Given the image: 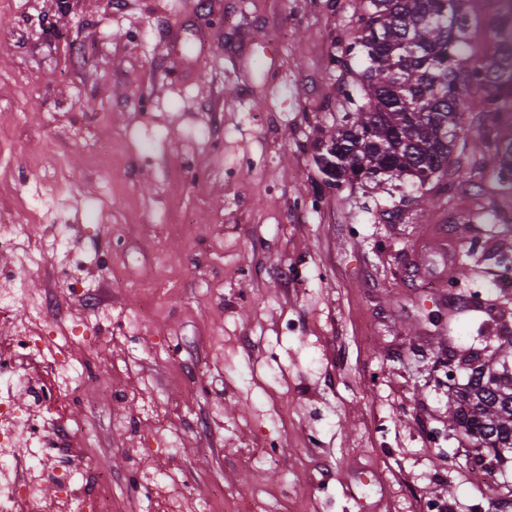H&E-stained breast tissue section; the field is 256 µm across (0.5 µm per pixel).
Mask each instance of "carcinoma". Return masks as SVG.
<instances>
[{
	"mask_svg": "<svg viewBox=\"0 0 512 512\" xmlns=\"http://www.w3.org/2000/svg\"><path fill=\"white\" fill-rule=\"evenodd\" d=\"M360 0L358 35L348 50L365 56L355 110L343 117L333 140L336 160L328 184L347 179L404 176L425 184L424 172L445 174L464 129V115L478 112L499 161L496 183L512 189V0ZM492 34L475 48L472 28ZM464 388L448 392V419L475 444L479 463L503 466L500 449H512V372L499 374L480 356L465 363Z\"/></svg>",
	"mask_w": 512,
	"mask_h": 512,
	"instance_id": "cac0c4a2",
	"label": "carcinoma"
}]
</instances>
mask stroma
I'll use <instances>...</instances> for the list:
<instances>
[{"instance_id": "35a3bbf8", "label": "stroma", "mask_w": 512, "mask_h": 512, "mask_svg": "<svg viewBox=\"0 0 512 512\" xmlns=\"http://www.w3.org/2000/svg\"><path fill=\"white\" fill-rule=\"evenodd\" d=\"M358 4L0 0V231L34 227L0 268L20 275L19 310L62 306L40 336L82 331L71 354L92 380L46 432L76 438L71 464L99 462L112 512H163L137 489L150 473L282 512H512V463L473 479L448 420L449 364L500 363L512 336V192L490 151H454L422 187L325 183L314 158L366 66ZM75 128L118 147L111 168ZM486 210L508 231L473 221ZM61 228L89 296L58 260L25 263ZM370 468L388 483L359 487Z\"/></svg>"}]
</instances>
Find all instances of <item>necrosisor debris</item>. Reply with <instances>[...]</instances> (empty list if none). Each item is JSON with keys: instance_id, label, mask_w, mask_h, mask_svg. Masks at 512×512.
Masks as SVG:
<instances>
[{"instance_id": "necrosis-or-debris-1", "label": "necrosis or debris", "mask_w": 512, "mask_h": 512, "mask_svg": "<svg viewBox=\"0 0 512 512\" xmlns=\"http://www.w3.org/2000/svg\"><path fill=\"white\" fill-rule=\"evenodd\" d=\"M17 294L14 288L0 289V315L15 320L12 351L0 356V512H18L22 506L27 512H45L47 473L60 469L67 453L63 439L42 436L45 413L76 392L88 369L70 356L75 335L57 337L49 351L39 345L31 321L34 316H46L48 310L17 312ZM25 363L39 366L51 376L47 387L33 388L29 405L14 396L17 386L29 382L21 372ZM56 499L63 512H107L103 494L91 490L87 479L70 472L57 482Z\"/></svg>"}]
</instances>
